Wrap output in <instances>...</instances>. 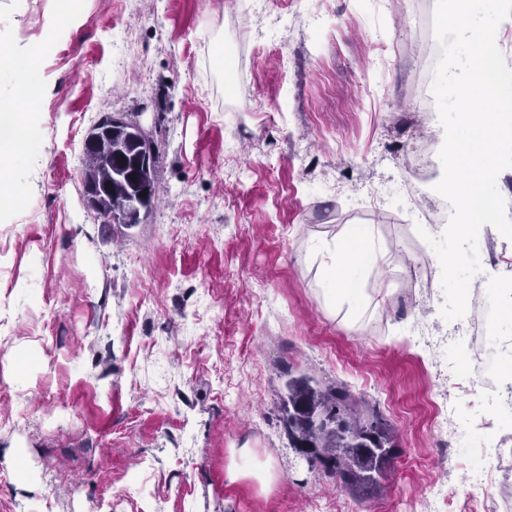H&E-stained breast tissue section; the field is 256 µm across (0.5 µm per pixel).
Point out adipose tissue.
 <instances>
[{
	"label": "adipose tissue",
	"mask_w": 512,
	"mask_h": 512,
	"mask_svg": "<svg viewBox=\"0 0 512 512\" xmlns=\"http://www.w3.org/2000/svg\"><path fill=\"white\" fill-rule=\"evenodd\" d=\"M18 106L0 103V161L17 162L29 149L23 131L18 127ZM320 284L327 300L334 305L356 310L360 291L355 288L351 265L360 258L378 264L381 246L369 226L352 227L341 236L325 241L320 250Z\"/></svg>",
	"instance_id": "1"
}]
</instances>
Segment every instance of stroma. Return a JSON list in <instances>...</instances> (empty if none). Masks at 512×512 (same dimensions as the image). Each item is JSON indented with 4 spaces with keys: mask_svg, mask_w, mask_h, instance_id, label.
Masks as SVG:
<instances>
[{
    "mask_svg": "<svg viewBox=\"0 0 512 512\" xmlns=\"http://www.w3.org/2000/svg\"><path fill=\"white\" fill-rule=\"evenodd\" d=\"M432 0H84L49 32L58 0H0V48L39 66V149L0 210V512H481L469 450L499 432L465 376L468 335L444 326L435 253L402 213L421 137L413 45L396 31ZM237 69L224 74V43ZM234 82L236 95L225 92ZM106 116L138 122L163 200L140 223H106L84 197L83 142ZM373 226L388 256L361 277L356 318L316 282L323 240ZM342 386L379 412L394 455L360 498L291 448L285 370ZM467 436L440 456L436 413Z\"/></svg>",
    "mask_w": 512,
    "mask_h": 512,
    "instance_id": "35a3bbf8",
    "label": "stroma"
}]
</instances>
